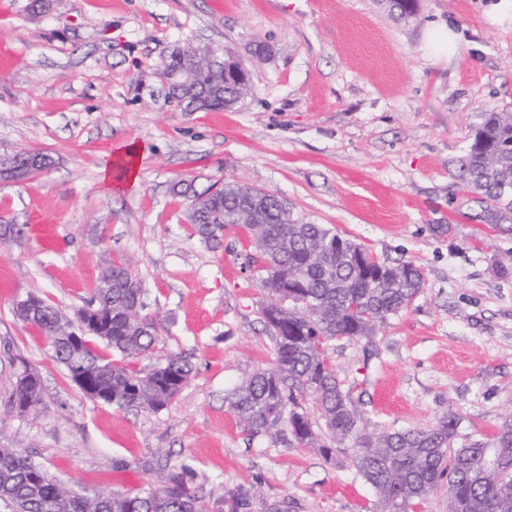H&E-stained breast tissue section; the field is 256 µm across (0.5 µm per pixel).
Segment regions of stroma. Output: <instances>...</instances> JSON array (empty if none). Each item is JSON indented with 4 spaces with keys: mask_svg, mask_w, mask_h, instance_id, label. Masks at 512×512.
I'll return each instance as SVG.
<instances>
[{
    "mask_svg": "<svg viewBox=\"0 0 512 512\" xmlns=\"http://www.w3.org/2000/svg\"><path fill=\"white\" fill-rule=\"evenodd\" d=\"M0 0V151L51 154L53 167L0 183V444L64 484L109 492L160 485L185 466L206 512L240 488L251 512H379L354 451L331 455L276 433L250 436L226 395L273 356L230 226L208 244L189 220L196 189L237 183L278 196L290 217L325 224L382 261L422 267L425 286L373 347L342 339L330 357L373 433L459 420L482 438L512 416V233L479 223L459 161L481 112L512 111V0H422L399 21L381 0ZM457 48L440 49L438 25ZM208 45L252 72L232 109L187 112L157 69L175 42ZM268 51L257 56L255 42ZM140 147L136 187L105 193L116 145ZM129 264L156 320L158 356L194 367L159 412L91 400L15 304L39 295L67 319L93 299L110 262ZM43 381L24 415L5 403L22 366Z\"/></svg>",
    "mask_w": 512,
    "mask_h": 512,
    "instance_id": "35a3bbf8",
    "label": "stroma"
}]
</instances>
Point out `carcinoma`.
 I'll return each mask as SVG.
<instances>
[{
    "mask_svg": "<svg viewBox=\"0 0 512 512\" xmlns=\"http://www.w3.org/2000/svg\"><path fill=\"white\" fill-rule=\"evenodd\" d=\"M391 16L408 20L420 0H384ZM199 111L235 104L232 85L217 88L212 76H197ZM472 129L459 179L479 206L473 218L502 232H512V113L482 112ZM23 168L3 171L0 181H23L53 165L42 152L18 153ZM190 215L198 236L209 242L236 224L239 207L234 190L212 193L187 186ZM258 206L261 223L246 227L256 251L253 277L277 299L262 309L273 342L271 362L257 368L226 397L229 410L251 436L285 432L301 447L332 449L317 442L304 402L312 397L320 418L336 443L354 448L360 476L375 490L383 512L418 509L438 487L448 491V512H512V421L495 427L488 441L472 440L452 447L458 421L448 415L434 426L374 434L360 425L356 402L337 378L329 356L338 339L372 342L380 324L407 309L425 285L422 269L411 262L368 261L359 244L325 224L299 223L286 215L278 197L265 194ZM141 281L124 263L112 262L99 277L89 302L96 322L75 346L60 336L71 322L43 299L34 309L16 305L17 315L36 328L68 376L80 372L118 409L167 408L189 381L193 368L181 355L143 368L159 341L154 319L144 312ZM43 386L17 378L6 403L9 412L23 403L41 402ZM227 512H251L245 492L224 497ZM10 512H205L203 495L187 468L170 471L159 486L137 492L81 488L66 493L61 482L28 457L0 447V505Z\"/></svg>",
    "mask_w": 512,
    "mask_h": 512,
    "instance_id": "1",
    "label": "carcinoma"
}]
</instances>
